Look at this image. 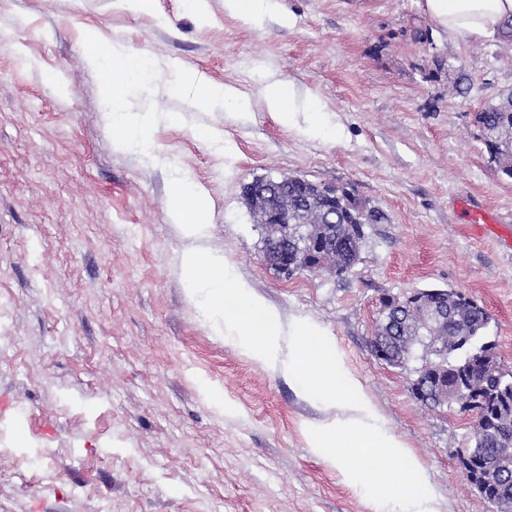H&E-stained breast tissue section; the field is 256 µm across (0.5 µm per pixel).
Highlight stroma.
<instances>
[{
    "label": "stroma",
    "instance_id": "1",
    "mask_svg": "<svg viewBox=\"0 0 512 512\" xmlns=\"http://www.w3.org/2000/svg\"><path fill=\"white\" fill-rule=\"evenodd\" d=\"M206 3L199 16L184 0H0V512H374L310 446L332 410L244 355L191 293L190 242L168 216L176 172L207 194L204 247L282 324L323 329L439 512H487L457 461L471 415L419 401L371 341L383 296L451 288L486 310L512 368V253L457 208L469 196L512 225V179L473 120L512 89V40L448 38L417 0H270L249 25ZM91 34L154 68L125 100L146 145L113 142ZM177 64L246 106L192 103ZM272 79L290 84L293 125L261 102ZM282 176L350 187L387 214L365 225L349 273L264 263L242 187Z\"/></svg>",
    "mask_w": 512,
    "mask_h": 512
}]
</instances>
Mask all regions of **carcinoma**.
<instances>
[{
    "mask_svg": "<svg viewBox=\"0 0 512 512\" xmlns=\"http://www.w3.org/2000/svg\"><path fill=\"white\" fill-rule=\"evenodd\" d=\"M475 122L481 132V141L498 172L512 178V93L497 104L489 105L475 115ZM323 198L316 196L312 206L298 215L303 224H317L321 218ZM367 205L353 196L347 203H336V223L358 224L362 211ZM361 239H350L336 231V269L355 264ZM448 306L456 314L448 318L443 328L442 344L448 353V386L463 385L472 394L476 412L472 429L475 447L482 449L487 458L512 460V435L502 431L496 418L497 405L507 398L512 400V370L499 360L492 342L484 341V333L490 322L488 313L476 303L467 300L461 293L449 289ZM395 329L394 348L403 351L415 346L422 348L423 360L436 358L434 345L427 339L417 337L415 322L408 319L393 326ZM498 485L489 488L486 503L491 512H512V483L497 479Z\"/></svg>",
    "mask_w": 512,
    "mask_h": 512,
    "instance_id": "obj_1",
    "label": "carcinoma"
}]
</instances>
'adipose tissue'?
Wrapping results in <instances>:
<instances>
[{
  "instance_id": "obj_1",
  "label": "adipose tissue",
  "mask_w": 512,
  "mask_h": 512,
  "mask_svg": "<svg viewBox=\"0 0 512 512\" xmlns=\"http://www.w3.org/2000/svg\"><path fill=\"white\" fill-rule=\"evenodd\" d=\"M420 9L448 37H465L475 42L494 39L507 21H512V0H418ZM84 52L94 66L103 70L102 92L112 106V129L116 142L122 145L144 143L143 125L131 122L122 103L133 79L150 75L147 65L131 57L122 44L89 36ZM179 87L190 94L194 103L217 106L238 99V92L228 86L209 83L198 71L176 67Z\"/></svg>"
}]
</instances>
